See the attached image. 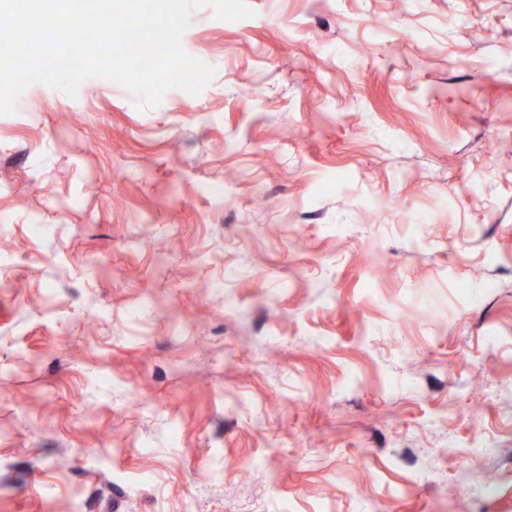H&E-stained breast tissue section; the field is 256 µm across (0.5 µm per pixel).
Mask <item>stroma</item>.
Segmentation results:
<instances>
[{"label": "stroma", "instance_id": "35a3bbf8", "mask_svg": "<svg viewBox=\"0 0 512 512\" xmlns=\"http://www.w3.org/2000/svg\"><path fill=\"white\" fill-rule=\"evenodd\" d=\"M246 4L0 116V512H512V0Z\"/></svg>", "mask_w": 512, "mask_h": 512}]
</instances>
